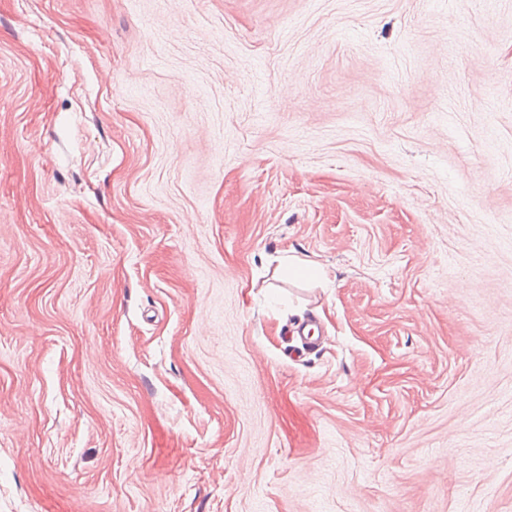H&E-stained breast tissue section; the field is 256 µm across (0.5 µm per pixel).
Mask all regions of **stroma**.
Listing matches in <instances>:
<instances>
[{"mask_svg": "<svg viewBox=\"0 0 512 512\" xmlns=\"http://www.w3.org/2000/svg\"><path fill=\"white\" fill-rule=\"evenodd\" d=\"M0 512H512V0H0Z\"/></svg>", "mask_w": 512, "mask_h": 512, "instance_id": "35a3bbf8", "label": "stroma"}]
</instances>
